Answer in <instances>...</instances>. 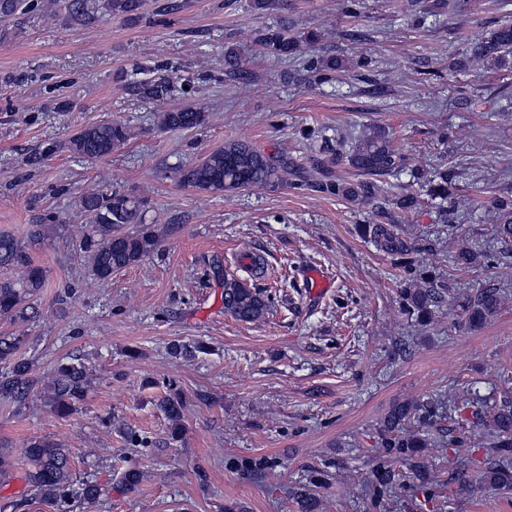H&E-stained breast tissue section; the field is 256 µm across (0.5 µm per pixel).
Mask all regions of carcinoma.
<instances>
[{
  "label": "carcinoma",
  "instance_id": "cac0c4a2",
  "mask_svg": "<svg viewBox=\"0 0 512 512\" xmlns=\"http://www.w3.org/2000/svg\"><path fill=\"white\" fill-rule=\"evenodd\" d=\"M44 7L42 0H0V19H10L20 13ZM141 0H70V19L80 25H88L103 16L131 20L139 15ZM255 42L277 54L288 55L297 51L298 40L288 35V30L261 29L256 32ZM472 54L497 67L512 66V23H503L480 35L470 43ZM320 72H336L348 69V61L327 54L315 65ZM167 74L152 75L144 79L125 80V92L143 102H164L181 94L189 96L186 89L190 81L180 79L178 67L165 68ZM208 114L198 105L190 104L166 111L160 115V128L165 130H191L207 123ZM128 138L127 127L118 121H102L81 128L64 141L49 140L39 156L31 159L37 163L60 152L76 158H103L123 144ZM348 164L362 173L365 179L356 183H331L328 189L338 195L355 200L369 199L380 190L376 180L382 176L396 175L403 171L402 157L393 146L386 128L379 124L369 126L352 145L346 155ZM297 173L296 166L282 157L274 159L256 150L246 141H229L198 163L176 165L168 169V177L179 185L201 192L233 191L250 187H279L288 184V176ZM457 186L446 176L429 181L427 193L441 200L455 194ZM79 205L88 216L79 248L91 259L95 275L100 280L112 276V272L135 266L153 254L161 239L154 228L144 223L145 200L119 189L106 181L98 183L79 198ZM496 206L503 213V223L497 227L503 238H512V200L499 199ZM56 216L45 211L33 218L28 230L29 241L44 236L45 226ZM127 224H137L139 229L126 231ZM374 239L381 248L399 255L409 254V248L400 238L382 224L373 228ZM0 267L24 270L18 279H0V318L13 323H25L34 317L31 297L44 286L43 269L35 265L27 246L10 234L0 233ZM211 277L224 281V311L242 322H255L265 317L269 302L263 293L249 288L234 278L224 275L221 259L215 258L209 265ZM405 309L417 315L421 321L431 316V306L436 297L430 288H408L403 293ZM501 296L494 288L480 290L463 306L465 323L479 326L494 315L500 306ZM20 337L0 334V396L19 403H26L32 388V363L18 356ZM89 369L79 358L57 365L52 372V407L60 415L77 410L84 400ZM173 436L183 428L184 402L175 391L161 399ZM442 417L441 404L435 401L397 403L385 416L381 434L386 448L395 459L405 462L413 477L421 484L430 483L429 462L423 449L432 446L430 433L424 428ZM479 422L489 427L486 467L482 482L491 489L512 487V405L494 408L489 419L476 414ZM416 427H411V423ZM29 464L27 482L31 498L46 507V512H76L86 500L99 494L96 484L85 481L79 485L73 481L69 451L49 438H38L26 448ZM396 473L389 464L375 469L374 493L379 496L393 488ZM299 512H317L319 501L310 492L299 489L294 492Z\"/></svg>",
  "mask_w": 512,
  "mask_h": 512
}]
</instances>
